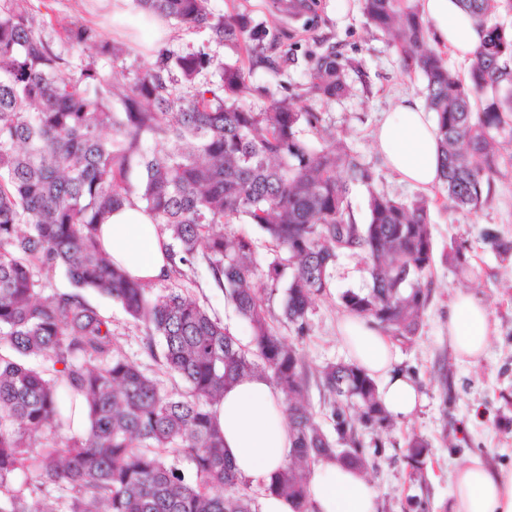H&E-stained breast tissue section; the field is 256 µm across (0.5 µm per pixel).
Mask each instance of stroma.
<instances>
[{"label": "stroma", "mask_w": 512, "mask_h": 512, "mask_svg": "<svg viewBox=\"0 0 512 512\" xmlns=\"http://www.w3.org/2000/svg\"><path fill=\"white\" fill-rule=\"evenodd\" d=\"M53 27L47 35L59 40L65 29L87 26L107 38L129 46L123 65L112 71V81L121 85L133 72L154 61L163 47L185 49L210 46L212 53L230 60L232 48L216 45L208 29H175L169 39L156 35L152 24L141 15H131L122 26L112 21V9L104 0H48ZM314 24L280 11L273 0H210L214 13L242 5L256 20L273 30L283 50L295 57L294 64L280 71L255 70L254 85L278 92L289 83L302 92L309 81V54L333 46L354 63L347 70L349 92L330 101L315 102L326 116L338 140L356 153L373 172L371 186L359 185L350 196V212L356 223L369 221L368 196L378 191L409 199L417 191L399 181L384 164L372 132L383 112L389 111L398 95L423 96L425 81L420 74L400 68L393 41L372 26L360 10L359 0H308ZM431 223L436 245V262L423 280L428 301L420 331L406 344H395L396 368L418 385L421 406L407 419L395 422L392 430L363 428L359 438L365 448L368 477L377 494V512H414L412 498L427 503L426 512H447L452 490L451 475L469 457L481 455L492 464L512 468V259H501L487 242V234L512 241V173L496 178L487 202L478 210L457 209L442 188L431 194ZM466 242L468 266L458 270L445 256L450 244ZM367 280L366 261L360 254L341 255L330 294L317 297L309 314L308 335H296L281 316L284 286L267 291L270 324L286 342L295 344L308 370V408L313 417L332 430L330 397L319 373L327 364L349 361L338 325L345 315L340 295L362 288ZM190 296L220 318L242 346H249L250 329L235 313L229 299L210 280L188 284ZM465 292L487 306L492 334L483 359L462 363L448 343V307L457 293ZM88 301L112 320L115 354L138 365L169 391H183V383L163 366L160 343H148L142 325L126 314L120 304L88 293ZM423 436L430 444L424 478L410 477L405 459L409 434Z\"/></svg>", "instance_id": "1"}]
</instances>
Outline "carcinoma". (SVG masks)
Returning a JSON list of instances; mask_svg holds the SVG:
<instances>
[{"label": "carcinoma", "mask_w": 512, "mask_h": 512, "mask_svg": "<svg viewBox=\"0 0 512 512\" xmlns=\"http://www.w3.org/2000/svg\"><path fill=\"white\" fill-rule=\"evenodd\" d=\"M458 2L485 31L464 78L429 41L416 0H361V8L375 28L394 32L403 71L423 75L443 188L472 211L512 168V153L494 150L512 142V29L492 21L499 0ZM137 3L149 18L210 29L236 60L163 48L118 89L108 69L124 46L71 28L64 42L84 53L74 62L43 34L52 19L33 0H0V512H29L34 482L69 492L39 512H257L213 411L227 388L255 374L288 396L293 435L291 458L265 492L309 512L300 466L334 459L366 468L358 426L385 428L392 418L371 376L332 364L320 376L335 436L325 433L305 405L298 350L268 323L265 288L288 279L282 315L304 336L340 255L360 252L370 283L344 291L342 306L411 341L428 300L421 278L435 263L429 201L373 192L369 222L356 223L352 189L373 174L352 151L303 138L326 132L324 113L294 103L286 85L259 110L247 103L250 73L274 64L276 35L235 9L215 15L209 0ZM345 66L332 47L314 57L305 96L345 95ZM135 199L168 241L167 278L205 270L249 324L251 349L183 289L155 293L112 263L98 228ZM237 219L279 249L260 275L255 240L224 233ZM60 271L71 290L45 293ZM85 290L119 303L148 342L160 338L164 366L187 392L165 391L113 354L112 321ZM429 447L415 433L406 441L419 479ZM170 454L187 459L191 474Z\"/></svg>", "instance_id": "obj_1"}]
</instances>
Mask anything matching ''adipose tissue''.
<instances>
[{"instance_id":"obj_1","label":"adipose tissue","mask_w":512,"mask_h":512,"mask_svg":"<svg viewBox=\"0 0 512 512\" xmlns=\"http://www.w3.org/2000/svg\"><path fill=\"white\" fill-rule=\"evenodd\" d=\"M438 47L463 59L484 37L456 0H419ZM375 141L387 166L422 192L439 182V142L430 112L419 98L404 95L379 123ZM105 251L131 277L158 281L170 268L167 243L143 204H124L100 227ZM339 336L353 362L378 379L379 397L396 419L411 416L420 402L412 380L395 371L393 346L366 318L346 315ZM490 334L486 306L467 294L457 295L448 310V340L459 360L482 357ZM224 447L239 474L270 479L292 452L281 394L259 375L239 380L217 406ZM314 512H376V493L360 469L336 461L316 463L308 477ZM449 512H512V469L472 456L453 473Z\"/></svg>"}]
</instances>
